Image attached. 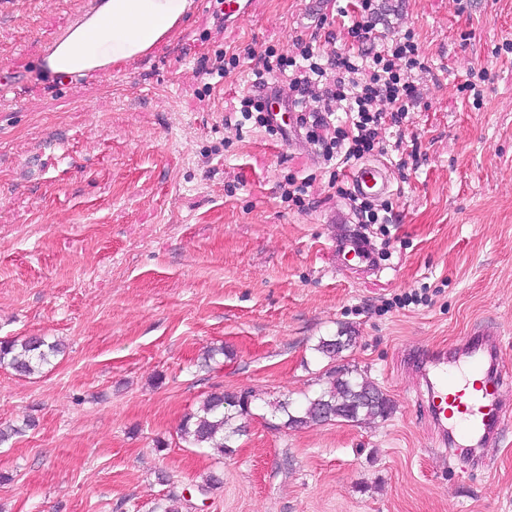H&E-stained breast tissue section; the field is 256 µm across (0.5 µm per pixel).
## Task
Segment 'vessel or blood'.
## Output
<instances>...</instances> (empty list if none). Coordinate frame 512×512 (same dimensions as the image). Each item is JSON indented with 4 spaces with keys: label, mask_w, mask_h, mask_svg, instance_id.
Returning a JSON list of instances; mask_svg holds the SVG:
<instances>
[{
    "label": "vessel or blood",
    "mask_w": 512,
    "mask_h": 512,
    "mask_svg": "<svg viewBox=\"0 0 512 512\" xmlns=\"http://www.w3.org/2000/svg\"><path fill=\"white\" fill-rule=\"evenodd\" d=\"M351 182L363 196L390 192L385 167L364 164L354 169ZM340 256L351 257L360 268L372 270V248L358 238L336 243ZM498 339L489 333L465 337L452 349L417 348L405 352L411 371L424 386L428 417L442 446L461 464L481 463L504 424L507 380L497 354Z\"/></svg>",
    "instance_id": "b4317fda"
}]
</instances>
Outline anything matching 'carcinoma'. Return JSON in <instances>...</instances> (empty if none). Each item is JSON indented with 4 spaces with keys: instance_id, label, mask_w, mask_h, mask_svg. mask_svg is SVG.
I'll return each instance as SVG.
<instances>
[{
    "instance_id": "obj_1",
    "label": "carcinoma",
    "mask_w": 512,
    "mask_h": 512,
    "mask_svg": "<svg viewBox=\"0 0 512 512\" xmlns=\"http://www.w3.org/2000/svg\"><path fill=\"white\" fill-rule=\"evenodd\" d=\"M351 342L352 337L341 330L334 336L320 337L313 350L319 359L334 361ZM62 351V343H49L37 336L1 341L0 367L31 375ZM325 378L324 385L312 396L299 402L286 397L271 403V416L278 419L272 427L296 429L335 419L359 422L391 413V400L375 384L354 376L352 371L328 370ZM253 398L250 391L210 392L195 411L183 417L181 438L194 448H211L220 455L230 452L240 437L247 434V422L253 417Z\"/></svg>"
}]
</instances>
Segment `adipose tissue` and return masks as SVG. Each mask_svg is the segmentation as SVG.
Listing matches in <instances>:
<instances>
[{"label":"adipose tissue","mask_w":512,"mask_h":512,"mask_svg":"<svg viewBox=\"0 0 512 512\" xmlns=\"http://www.w3.org/2000/svg\"><path fill=\"white\" fill-rule=\"evenodd\" d=\"M190 6L191 0H99L48 48L43 68L82 77L136 60L170 36Z\"/></svg>","instance_id":"obj_1"}]
</instances>
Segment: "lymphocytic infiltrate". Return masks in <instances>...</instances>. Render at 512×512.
I'll use <instances>...</instances> for the list:
<instances>
[{
	"label": "lymphocytic infiltrate",
	"mask_w": 512,
	"mask_h": 512,
	"mask_svg": "<svg viewBox=\"0 0 512 512\" xmlns=\"http://www.w3.org/2000/svg\"><path fill=\"white\" fill-rule=\"evenodd\" d=\"M373 2L353 0L344 51L331 50L336 33L325 17L324 40L295 39L288 56L266 50L240 100L242 118L270 127V109L281 104L306 142L344 168L382 150V129L401 125L419 102L416 76L426 64L413 33L387 31Z\"/></svg>",
	"instance_id": "f902f5d3"
}]
</instances>
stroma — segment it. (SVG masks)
<instances>
[{
  "instance_id": "stroma-1",
  "label": "stroma",
  "mask_w": 512,
  "mask_h": 512,
  "mask_svg": "<svg viewBox=\"0 0 512 512\" xmlns=\"http://www.w3.org/2000/svg\"><path fill=\"white\" fill-rule=\"evenodd\" d=\"M402 3L425 91L372 157L393 223L358 224L309 145L226 123L265 49L287 53L345 0H253L233 24L193 0L155 49L83 77L40 61L86 0H0V341L66 344L33 376L0 367V423L19 429L0 443V512H153L171 491L183 512H512V415L488 468L459 465L403 358L491 328L512 376V0ZM226 52L240 63L223 75ZM290 177L311 181L307 210L281 201ZM356 233L367 273L336 255ZM408 294L422 305L399 308ZM341 330L336 367L392 413L269 428L272 401L315 390L312 347ZM217 388L257 396L222 457L178 433ZM212 473L221 487L200 495Z\"/></svg>"
}]
</instances>
